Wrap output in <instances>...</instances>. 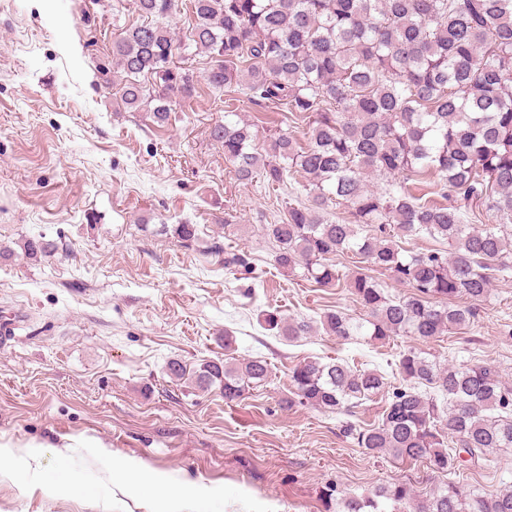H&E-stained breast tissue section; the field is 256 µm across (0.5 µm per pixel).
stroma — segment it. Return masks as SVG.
Segmentation results:
<instances>
[{
    "label": "stroma",
    "instance_id": "1",
    "mask_svg": "<svg viewBox=\"0 0 512 512\" xmlns=\"http://www.w3.org/2000/svg\"><path fill=\"white\" fill-rule=\"evenodd\" d=\"M143 19L127 0H0V512H336L329 487L359 494L391 480L419 494L439 485L424 463L374 457L341 429L343 417L284 408L290 370L307 357L380 368L392 385L412 338L291 342L263 329L260 311L319 319L363 312L344 285L329 288L274 265L262 225L307 200L300 173L285 186L237 180L212 141L225 110L256 124L257 148L283 126L305 125L245 97L214 98L208 53L195 47L191 0L169 24L176 66L197 92L165 126L132 112L112 81V41ZM195 225L182 243L161 224ZM58 249L38 260L22 240ZM245 255L225 269V252ZM233 336L225 349V336ZM426 352L491 365L512 378V275L494 280L469 328ZM259 358L268 382L228 403L172 381L167 364ZM65 472L75 491L53 484Z\"/></svg>",
    "mask_w": 512,
    "mask_h": 512
}]
</instances>
